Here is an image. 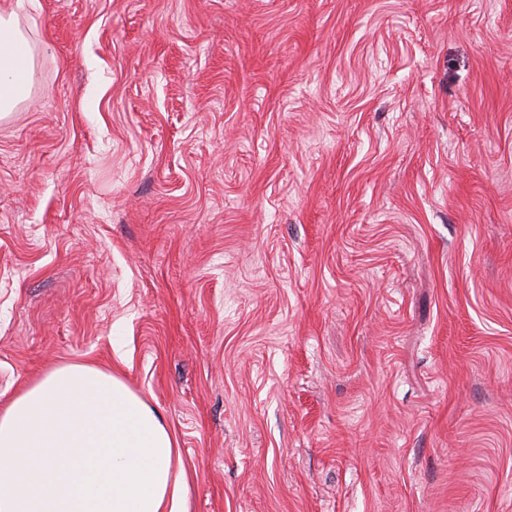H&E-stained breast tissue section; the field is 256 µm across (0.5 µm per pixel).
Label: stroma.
Masks as SVG:
<instances>
[{
	"label": "stroma",
	"mask_w": 512,
	"mask_h": 512,
	"mask_svg": "<svg viewBox=\"0 0 512 512\" xmlns=\"http://www.w3.org/2000/svg\"><path fill=\"white\" fill-rule=\"evenodd\" d=\"M16 12L0 409L121 376L186 512H512V0Z\"/></svg>",
	"instance_id": "35a3bbf8"
}]
</instances>
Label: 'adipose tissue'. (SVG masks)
I'll list each match as a JSON object with an SVG mask.
<instances>
[{
  "label": "adipose tissue",
  "instance_id": "adipose-tissue-1",
  "mask_svg": "<svg viewBox=\"0 0 512 512\" xmlns=\"http://www.w3.org/2000/svg\"><path fill=\"white\" fill-rule=\"evenodd\" d=\"M34 53L0 13V118L29 95ZM161 413L116 375L54 368L0 412V512H183Z\"/></svg>",
  "mask_w": 512,
  "mask_h": 512
}]
</instances>
